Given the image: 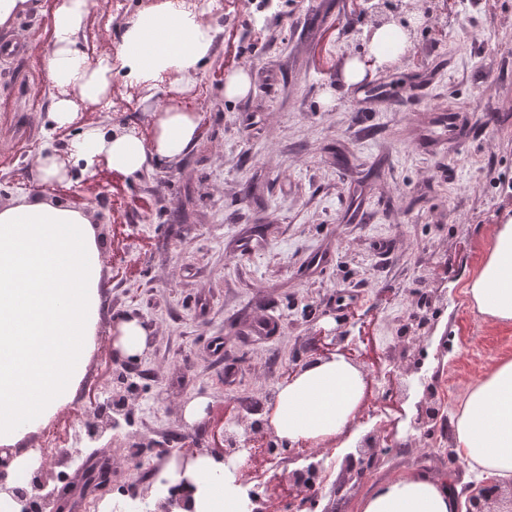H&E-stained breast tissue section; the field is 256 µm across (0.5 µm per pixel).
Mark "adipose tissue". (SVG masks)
<instances>
[{"instance_id": "obj_1", "label": "adipose tissue", "mask_w": 512, "mask_h": 512, "mask_svg": "<svg viewBox=\"0 0 512 512\" xmlns=\"http://www.w3.org/2000/svg\"><path fill=\"white\" fill-rule=\"evenodd\" d=\"M88 10L89 0H61L55 14L48 76L71 91L53 106L51 119L59 126L74 122L76 101H99L110 88V58L89 60L78 47ZM213 39L197 12L164 0L131 22L119 49L132 80L148 81L162 72L181 80L206 56ZM195 130L193 117L169 109L157 121L153 148L136 135L112 138L90 126L73 142L71 154L86 170L103 161L132 175L149 155L185 153ZM102 262L85 212L26 196L0 206V446L18 445L74 397L95 347ZM468 293L481 313L512 322V224L497 226L489 259ZM363 391L362 372L345 359L314 364L280 391L271 423L290 442H325L349 424ZM454 444L478 476L512 484L511 359L497 362L468 387ZM161 477L186 484L195 512H244L245 494L235 474L211 456L192 458L182 467L169 464ZM359 512L463 509L446 484L412 474L378 486L361 501Z\"/></svg>"}]
</instances>
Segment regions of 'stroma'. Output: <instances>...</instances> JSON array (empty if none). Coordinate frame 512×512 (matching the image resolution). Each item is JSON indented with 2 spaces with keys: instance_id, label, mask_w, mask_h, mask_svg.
Returning <instances> with one entry per match:
<instances>
[{
  "instance_id": "1",
  "label": "stroma",
  "mask_w": 512,
  "mask_h": 512,
  "mask_svg": "<svg viewBox=\"0 0 512 512\" xmlns=\"http://www.w3.org/2000/svg\"><path fill=\"white\" fill-rule=\"evenodd\" d=\"M61 0H31L0 26V178L10 196L46 194L34 151L71 144L88 126L130 132L150 141L161 105L197 122L183 155L150 161L127 178L123 242L113 239L112 196L102 172L63 182L58 196L75 209L104 213V254L97 346L87 358L71 411L50 416L16 448L68 484L83 483L85 464L111 455L109 488L89 512H111L120 495L150 480L167 448H209L215 429L272 414L275 396L295 367L342 358L364 374L359 409L347 428L322 445L299 443L292 455L267 458L263 474L241 464L244 487L261 485L269 512L282 501L276 473L303 456L344 457L370 433L380 451L364 479L335 469L343 486L335 512L360 502L391 479L424 473L447 480L466 499L474 476L454 445L455 414L467 387L499 359L512 358V325L490 323L465 290L486 259L497 225L512 222V0L486 13L482 0H459L446 16L436 4L417 38L413 62L373 66L352 88L318 52L338 61L343 46L366 29L368 14L351 0H280L259 27L239 0L220 17L203 14L214 40L184 90L168 75L131 81L117 61L114 37L142 10L130 0H90L78 44L90 60L113 56L111 91L78 102L67 129L51 124L62 90L47 76ZM239 28L241 66L251 88L228 97L212 81L224 66V27ZM332 39H324L327 27ZM448 30L434 41V27ZM453 114L462 135L448 138L441 117ZM148 198L150 208L140 206ZM136 276L121 279L118 268ZM435 322L428 336L403 338L422 298ZM356 307L358 317L347 314ZM138 312L148 331L142 364L121 369L108 337L115 320ZM417 374H409L413 362ZM129 378L132 427L89 441L78 414L89 394L106 400L119 372ZM441 400L435 425L413 428L425 385ZM208 400L201 422L188 425L183 407ZM147 434V448L128 447L129 429ZM60 446L44 445L47 433Z\"/></svg>"
}]
</instances>
